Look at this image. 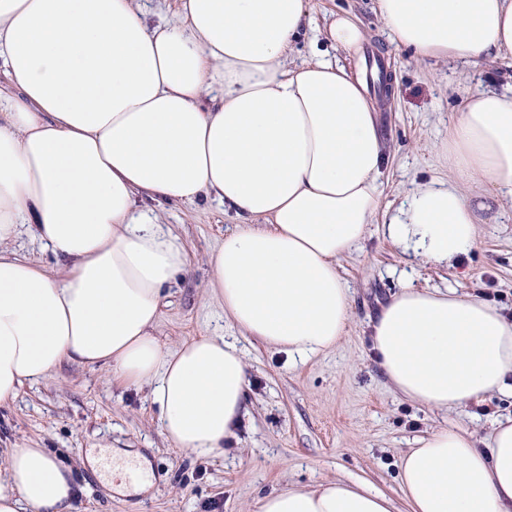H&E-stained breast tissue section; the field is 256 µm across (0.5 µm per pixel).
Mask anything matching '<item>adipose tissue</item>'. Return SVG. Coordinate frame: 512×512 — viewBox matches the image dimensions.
Instances as JSON below:
<instances>
[{
  "instance_id": "ef3b65f1",
  "label": "adipose tissue",
  "mask_w": 512,
  "mask_h": 512,
  "mask_svg": "<svg viewBox=\"0 0 512 512\" xmlns=\"http://www.w3.org/2000/svg\"><path fill=\"white\" fill-rule=\"evenodd\" d=\"M389 38L421 59L512 61V0H376ZM149 24L134 0H0V405L63 363L149 386L173 448L215 456L248 389L241 350L208 334L163 348L161 291L191 259L155 205L216 200L239 218L210 252V294L245 336L306 360L351 314L339 258L380 209L386 162L363 80L339 62L291 67L308 0H175ZM456 183L413 189L384 226L445 266L477 239L473 198L512 201V95L470 94L448 127ZM28 232L60 277L4 250ZM392 388L454 411L512 393V318L454 288H405L370 324ZM0 512H75L73 469L9 448ZM399 499L328 481L264 497L258 512H512V418L484 441L449 426L399 462Z\"/></svg>"
}]
</instances>
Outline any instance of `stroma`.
<instances>
[{"label": "stroma", "instance_id": "1", "mask_svg": "<svg viewBox=\"0 0 512 512\" xmlns=\"http://www.w3.org/2000/svg\"><path fill=\"white\" fill-rule=\"evenodd\" d=\"M340 10L361 21L363 52H377L391 78L376 104L387 156L377 222L361 246L338 262L351 291L345 336L333 350L297 365L286 353L243 336L207 292V257L234 230L236 218L214 201L159 205V223L185 241L192 264L165 288L153 334L166 348L208 333L242 349L249 387L235 437L209 459L176 451L161 432L148 386H125L106 368L65 364L25 384L13 403L0 407V471L4 449H48L74 470L78 512H257L259 500L273 491L335 478L369 483L394 498L399 456L416 438L449 424L484 437L494 419L512 416V398L503 395L448 414L423 408L393 390L369 345L372 318L405 287L472 292L512 316L511 201L477 211L476 245L449 267L409 259L383 228L415 187L450 180L448 125L456 109L478 90L511 91L512 65L417 59L391 44L373 0H309L290 65L320 56L344 60L322 35ZM99 446L144 455L153 474L149 491L115 494L109 478L86 469L84 457Z\"/></svg>", "mask_w": 512, "mask_h": 512}]
</instances>
